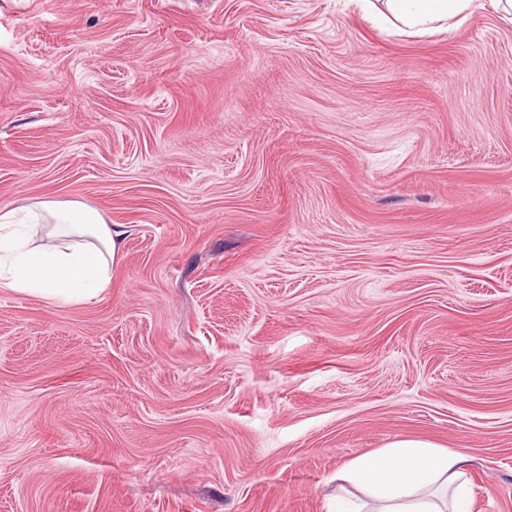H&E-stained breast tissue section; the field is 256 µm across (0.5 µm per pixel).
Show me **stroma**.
I'll use <instances>...</instances> for the list:
<instances>
[{"label": "stroma", "mask_w": 512, "mask_h": 512, "mask_svg": "<svg viewBox=\"0 0 512 512\" xmlns=\"http://www.w3.org/2000/svg\"><path fill=\"white\" fill-rule=\"evenodd\" d=\"M123 230L0 289V512H334L410 437L512 512V24L351 0H0V206ZM390 35L423 36L453 31L470 14L487 8L512 23L511 0H356ZM383 1V2H382ZM377 3H381V7ZM35 201L0 208V289L51 302L95 299L109 287L123 232L83 203Z\"/></svg>", "instance_id": "1"}]
</instances>
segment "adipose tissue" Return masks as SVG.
Listing matches in <instances>:
<instances>
[{
    "instance_id": "1",
    "label": "adipose tissue",
    "mask_w": 512,
    "mask_h": 512,
    "mask_svg": "<svg viewBox=\"0 0 512 512\" xmlns=\"http://www.w3.org/2000/svg\"><path fill=\"white\" fill-rule=\"evenodd\" d=\"M382 29L398 36L453 31L488 8L512 23V0H357ZM121 230L80 202L40 199L0 208V289L51 302L89 301L111 282ZM468 459L435 443L398 438L337 471L336 512H468Z\"/></svg>"
}]
</instances>
